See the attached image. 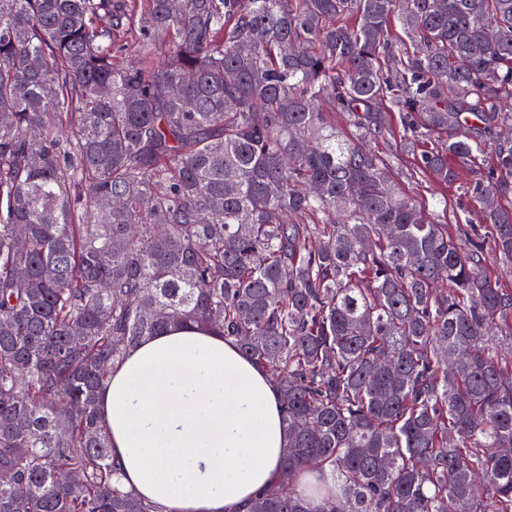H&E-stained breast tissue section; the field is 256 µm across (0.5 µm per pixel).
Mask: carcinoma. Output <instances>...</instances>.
I'll return each mask as SVG.
<instances>
[{
	"label": "carcinoma",
	"mask_w": 512,
	"mask_h": 512,
	"mask_svg": "<svg viewBox=\"0 0 512 512\" xmlns=\"http://www.w3.org/2000/svg\"><path fill=\"white\" fill-rule=\"evenodd\" d=\"M393 112L444 182L490 154L511 261L512 0H0V512H158L98 399L172 327L280 393L249 512H512V294L365 149Z\"/></svg>",
	"instance_id": "carcinoma-1"
}]
</instances>
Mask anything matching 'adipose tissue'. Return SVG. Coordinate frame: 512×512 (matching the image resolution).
Wrapping results in <instances>:
<instances>
[{
  "label": "adipose tissue",
  "instance_id": "1",
  "mask_svg": "<svg viewBox=\"0 0 512 512\" xmlns=\"http://www.w3.org/2000/svg\"><path fill=\"white\" fill-rule=\"evenodd\" d=\"M100 421L122 489L164 512H247L280 476V396L212 332L172 329L134 347L112 372Z\"/></svg>",
  "mask_w": 512,
  "mask_h": 512
}]
</instances>
